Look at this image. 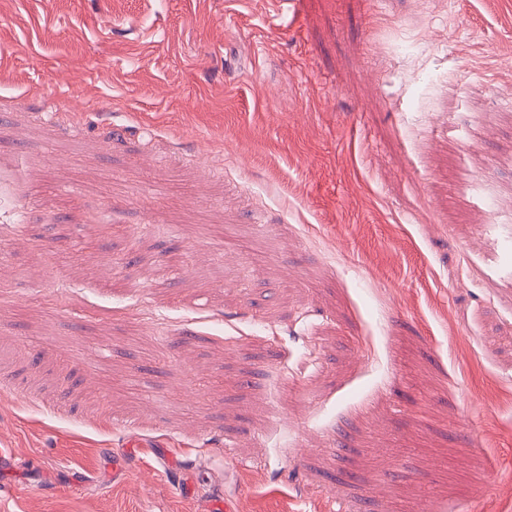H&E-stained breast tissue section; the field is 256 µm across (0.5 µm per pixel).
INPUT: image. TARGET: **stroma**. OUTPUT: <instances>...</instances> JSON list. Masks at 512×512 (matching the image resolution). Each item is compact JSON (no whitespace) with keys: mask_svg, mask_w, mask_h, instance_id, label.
Wrapping results in <instances>:
<instances>
[{"mask_svg":"<svg viewBox=\"0 0 512 512\" xmlns=\"http://www.w3.org/2000/svg\"><path fill=\"white\" fill-rule=\"evenodd\" d=\"M0 252V512H512V0H0Z\"/></svg>","mask_w":512,"mask_h":512,"instance_id":"obj_1","label":"stroma"}]
</instances>
